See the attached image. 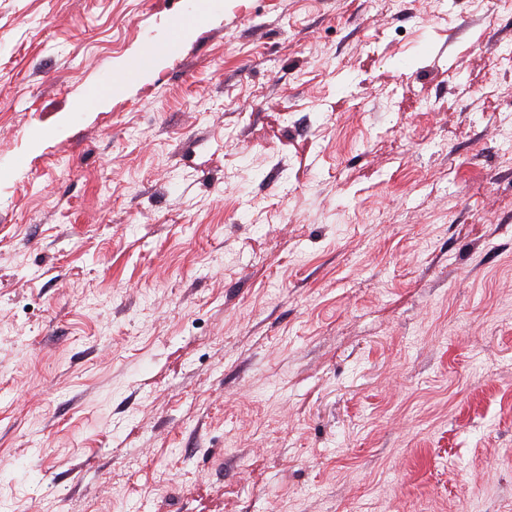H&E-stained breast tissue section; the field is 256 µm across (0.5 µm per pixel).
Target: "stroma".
<instances>
[{
	"instance_id": "1",
	"label": "stroma",
	"mask_w": 512,
	"mask_h": 512,
	"mask_svg": "<svg viewBox=\"0 0 512 512\" xmlns=\"http://www.w3.org/2000/svg\"><path fill=\"white\" fill-rule=\"evenodd\" d=\"M190 9L0 0V512H512V0Z\"/></svg>"
}]
</instances>
